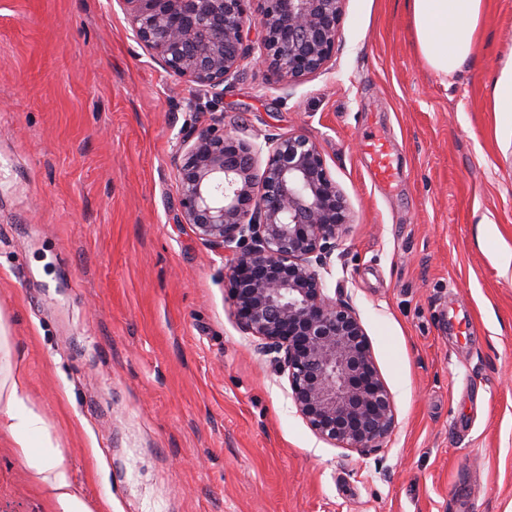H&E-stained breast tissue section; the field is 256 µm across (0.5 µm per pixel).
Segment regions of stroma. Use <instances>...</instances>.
<instances>
[{"instance_id": "35a3bbf8", "label": "stroma", "mask_w": 512, "mask_h": 512, "mask_svg": "<svg viewBox=\"0 0 512 512\" xmlns=\"http://www.w3.org/2000/svg\"><path fill=\"white\" fill-rule=\"evenodd\" d=\"M510 71L512 0H485L445 77L405 0H344L326 70L285 91L252 66L220 97L167 72L118 0H0V323L90 512H512ZM219 118L308 137L346 197L325 280L393 396L375 453L313 434L232 314L224 250L182 221L183 141ZM0 512H58L3 429ZM365 147L372 164L373 177L379 184L390 185L401 179V171L394 165L385 144L380 139L368 141Z\"/></svg>"}]
</instances>
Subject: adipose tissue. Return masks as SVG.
I'll return each instance as SVG.
<instances>
[{"mask_svg":"<svg viewBox=\"0 0 512 512\" xmlns=\"http://www.w3.org/2000/svg\"><path fill=\"white\" fill-rule=\"evenodd\" d=\"M417 45L431 70L447 76L470 54L484 19V0H406ZM24 380L11 377L0 384V425L7 426L20 454L38 479L48 488L59 512H89L74 489L68 469L56 450L36 444L43 435L44 421L27 403Z\"/></svg>","mask_w":512,"mask_h":512,"instance_id":"1","label":"adipose tissue"}]
</instances>
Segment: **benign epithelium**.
Segmentation results:
<instances>
[{
  "label": "benign epithelium",
  "instance_id": "1",
  "mask_svg": "<svg viewBox=\"0 0 512 512\" xmlns=\"http://www.w3.org/2000/svg\"><path fill=\"white\" fill-rule=\"evenodd\" d=\"M344 0H119L135 38L184 83L224 93L250 58L286 89L326 68ZM263 170H258L261 156ZM184 223L234 256L227 293L238 325L287 373L289 396L321 440L365 455L395 424L369 336L331 299L323 272L350 210L316 144L303 135L261 143L217 127L189 134L178 168Z\"/></svg>",
  "mask_w": 512,
  "mask_h": 512
}]
</instances>
